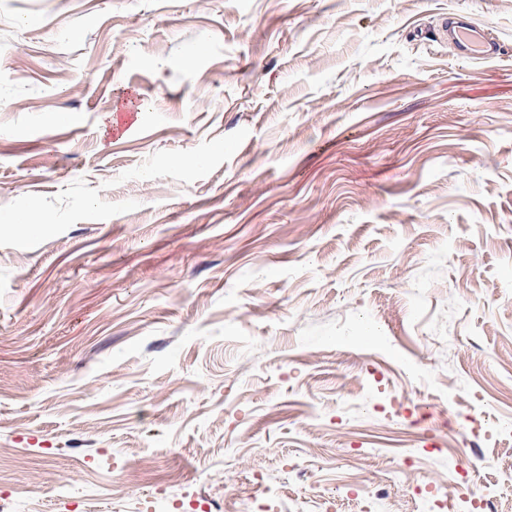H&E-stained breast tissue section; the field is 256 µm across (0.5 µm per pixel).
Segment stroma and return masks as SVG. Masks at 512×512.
I'll list each match as a JSON object with an SVG mask.
<instances>
[{"label": "stroma", "instance_id": "obj_1", "mask_svg": "<svg viewBox=\"0 0 512 512\" xmlns=\"http://www.w3.org/2000/svg\"><path fill=\"white\" fill-rule=\"evenodd\" d=\"M1 221L10 512H512V0H0ZM462 25L465 28L458 25L450 29L448 35L458 45L464 57L493 59L497 56L496 47L487 41L483 31L470 25ZM494 490L487 485H468L461 489L458 499L459 512L493 511Z\"/></svg>", "mask_w": 512, "mask_h": 512}]
</instances>
